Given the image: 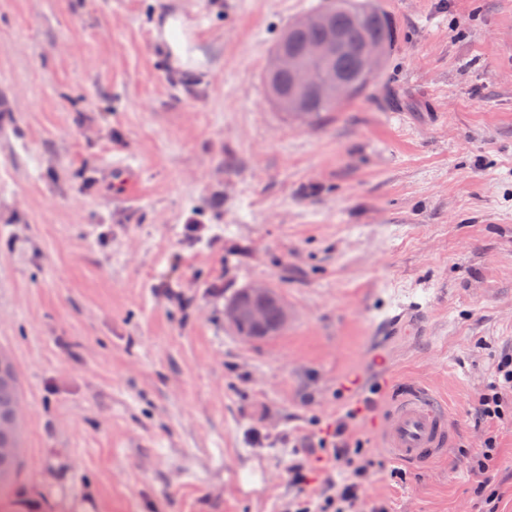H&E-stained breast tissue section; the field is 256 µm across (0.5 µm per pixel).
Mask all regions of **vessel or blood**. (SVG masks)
Instances as JSON below:
<instances>
[{
  "instance_id": "1",
  "label": "vessel or blood",
  "mask_w": 512,
  "mask_h": 512,
  "mask_svg": "<svg viewBox=\"0 0 512 512\" xmlns=\"http://www.w3.org/2000/svg\"><path fill=\"white\" fill-rule=\"evenodd\" d=\"M420 306L400 305L396 313L379 325L381 333L398 332L408 319H421ZM388 399L372 414L370 431L388 449L394 462L428 469L445 460L452 445L454 423L447 407L427 388L394 386L385 382Z\"/></svg>"
}]
</instances>
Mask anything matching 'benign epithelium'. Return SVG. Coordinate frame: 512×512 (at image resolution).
Wrapping results in <instances>:
<instances>
[{
	"mask_svg": "<svg viewBox=\"0 0 512 512\" xmlns=\"http://www.w3.org/2000/svg\"><path fill=\"white\" fill-rule=\"evenodd\" d=\"M333 8L327 7L317 13L308 15L291 24L282 36L280 45L272 61V70L287 72L291 75L289 95L300 97L314 91L321 100L334 102L347 96L352 88V81L329 69L323 77L314 79L313 65L328 60L337 48L336 29L333 26ZM310 25L322 26L326 30L325 39L310 43L299 52L288 50L293 33ZM380 63V53L371 39L365 40L360 55V73H373ZM275 305L279 309V319L275 326L268 323V309ZM292 314L281 295L267 284H251L246 287L245 297L230 301L224 307V321L236 332L250 327L252 333L248 340L262 339L283 331L291 321ZM17 378L14 366L9 358L0 353V386L16 385ZM20 416L17 403L0 408V463L8 464L17 461L18 448L8 440L17 436Z\"/></svg>",
	"mask_w": 512,
	"mask_h": 512,
	"instance_id": "benign-epithelium-1",
	"label": "benign epithelium"
}]
</instances>
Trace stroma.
<instances>
[{"label": "stroma", "mask_w": 512, "mask_h": 512, "mask_svg": "<svg viewBox=\"0 0 512 512\" xmlns=\"http://www.w3.org/2000/svg\"><path fill=\"white\" fill-rule=\"evenodd\" d=\"M319 2L0 0L8 512H288L289 459L319 492L320 438L383 406L387 372L446 402L456 442L400 468L350 419L376 462L353 512H512V390L502 417H474L512 356V0H365L388 58L308 124L263 75ZM175 20L205 22L207 73L172 77ZM253 283L292 321L247 341L224 307ZM407 300L421 328L376 342ZM489 439L484 488L471 459ZM16 372L9 358L0 353V463L8 464L17 461L18 448L7 437L18 436L20 416L17 407V386L15 388H2L15 386ZM15 401V402H14ZM14 402V403H13ZM12 403V404H11ZM11 404V405H10ZM8 407H3L7 406ZM1 406L3 408H1Z\"/></svg>", "instance_id": "35a3bbf8"}]
</instances>
